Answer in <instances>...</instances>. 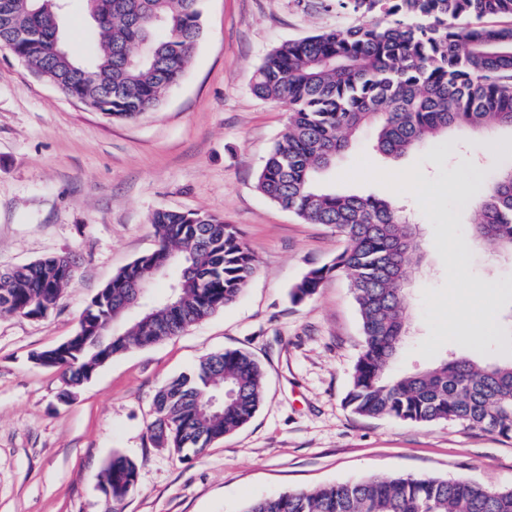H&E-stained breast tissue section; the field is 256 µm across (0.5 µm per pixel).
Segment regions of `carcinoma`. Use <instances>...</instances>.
Instances as JSON below:
<instances>
[{
  "label": "carcinoma",
  "mask_w": 512,
  "mask_h": 512,
  "mask_svg": "<svg viewBox=\"0 0 512 512\" xmlns=\"http://www.w3.org/2000/svg\"><path fill=\"white\" fill-rule=\"evenodd\" d=\"M99 48L74 57L60 30L64 0H0V47L67 98L116 119H134L159 106L182 78L202 33V0H87ZM336 10L368 18L285 42L268 53L251 77L252 92L288 108L286 132L269 151L258 190L309 224H328L346 247L329 266L310 270L292 289L293 300L313 296L330 273L344 275L358 313L363 342L346 404L358 415L429 425L453 422L512 438V358L481 363L449 356L409 374L394 366L411 312L401 279L423 262L409 242V219L394 202L339 194L318 180L364 129L374 148L399 157L437 134L457 128L512 129V0H334ZM164 28L166 39L153 40ZM473 239L485 250L512 254V166L503 168L479 201ZM156 248L117 272L84 310L68 347L53 353L68 390L88 380L114 356L158 343L126 324L130 278L148 288L165 267L196 268V281L158 302L152 321L161 338L233 304L255 272L240 231L209 213L157 210L150 217ZM77 260L42 258L0 271V312L43 316L54 308ZM230 388L224 414L204 411L209 397ZM264 373L239 349L208 355L189 374L154 395L151 439L180 459L245 426L259 410ZM136 463L115 454L101 473L103 490L121 502L135 487ZM243 512H512V488L433 476L364 477L249 502Z\"/></svg>",
  "instance_id": "carcinoma-1"
}]
</instances>
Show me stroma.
<instances>
[{"label": "stroma", "mask_w": 512, "mask_h": 512, "mask_svg": "<svg viewBox=\"0 0 512 512\" xmlns=\"http://www.w3.org/2000/svg\"><path fill=\"white\" fill-rule=\"evenodd\" d=\"M359 22L320 0H203L202 34L183 79L134 120L62 96L0 48V270L63 253L78 262L47 315L0 314V512H241L256 498L369 475L512 487V439L449 422L365 418L345 405L362 345L345 276L328 274L309 299L290 295L345 241L257 189L288 113L256 97L250 79L282 43ZM62 28L75 55L92 56L85 0H68ZM510 164L507 128L452 132L395 160L374 150L367 130L324 172L336 192L397 202L423 230L426 262L409 285L412 331L397 371L451 353L512 356V334L483 339L486 314L512 313V262L474 246V215L448 190L455 183L480 199ZM410 181L416 193L405 192ZM159 209L235 225L255 257L254 276L234 304L113 357L63 400L60 372L33 354L73 336L91 297L155 249L149 218ZM227 348L261 363L264 403L203 456L180 460L147 432L153 397ZM116 453L138 465L134 490L117 505L99 481Z\"/></svg>", "instance_id": "1"}]
</instances>
